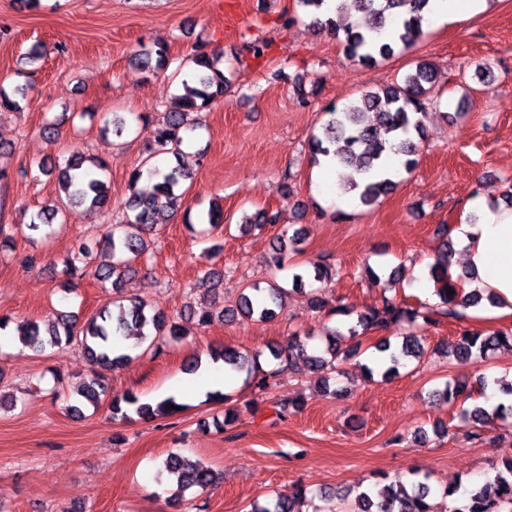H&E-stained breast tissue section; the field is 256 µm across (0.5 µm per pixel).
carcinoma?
Segmentation results:
<instances>
[{"label":"carcinoma","instance_id":"1","mask_svg":"<svg viewBox=\"0 0 512 512\" xmlns=\"http://www.w3.org/2000/svg\"><path fill=\"white\" fill-rule=\"evenodd\" d=\"M312 17L313 24L333 32L342 46L347 60L359 65H373L395 55L399 47L413 45L422 34V12L429 0H336V15L321 19L316 11L321 9L324 0H299ZM139 70H163L171 64L169 47L164 42H155L142 47L135 55ZM187 71H177L184 93L177 97V108L166 113L163 123L157 128L154 143L147 146L143 163L130 175V196L126 201L124 219L116 224H107L102 232V249L110 263L105 269H97L96 276L102 281H112V288L121 293L129 277L137 269L132 262L140 258L148 248L147 235L152 231L156 218L165 209L176 211L185 201V182L191 179L180 160V147L184 135L195 131V124L188 120L192 113L206 110L212 102L224 96V90L231 87L232 78L224 72L223 55L211 50L206 42L195 45L186 59ZM436 69L433 63L422 60L400 80L375 91H365L359 98L339 108L332 106L325 112L326 119L319 133L313 135L308 150L314 156H332L338 167L352 168L349 178L342 180L343 193L350 195L363 206H373L380 198L396 186L390 177L378 175L384 160L391 154L403 158L402 167L408 174L418 166L419 140L424 137L423 117L426 116V85L434 82ZM126 130V122L121 117L103 121L100 134L103 139L109 136L121 137ZM171 154L176 165L160 170L150 163L153 158ZM107 172L105 160L95 154L73 153L57 169L59 197L53 205H45L29 214L23 224H0V251L12 248L14 236L22 234L28 239L46 232L58 216L70 206L82 207L87 214L98 213L110 202L109 184L104 179ZM156 180L150 192L136 191L135 187L143 176ZM220 204L213 203L208 209L197 214V223L216 228L221 223ZM279 213L260 209L245 218L244 230L278 228L276 240L279 245L273 249L271 260L281 266L288 255L304 252L306 234L296 229L278 227ZM437 234L445 238L442 251L430 265V275L435 281L445 283L438 294L445 299L448 309L444 316L462 321L465 310L478 303L477 296L468 292L456 294L464 286L466 276H454L450 272L452 245L448 238V227L441 226ZM93 259V248L86 242L76 244L64 260V272L71 273L87 268ZM332 276L331 269L324 263L314 262L311 268L294 274L299 281L312 279L321 281ZM454 294L447 295V290ZM255 294L241 293L236 304L215 315L203 310L198 322L204 326L216 316L239 319L271 318L276 308L282 306L287 289L272 283L265 288L252 287ZM332 313L356 320L349 324L347 333L360 336L371 330L386 331L397 324L407 327L408 333L391 350L390 340L383 339L377 345L383 368L382 377L391 378L399 373V368L411 359L419 358L423 352L421 337L417 331L438 322L437 312L425 305H412L393 297L381 296L365 310L354 313L344 304L332 309ZM22 341L36 352L47 348L66 349L78 345L89 357L106 370L121 367L130 360V355L113 348L112 340L117 336L125 339L133 336L148 348L158 350L164 339H176L182 335L175 322L164 313L148 309L140 297L122 296L116 309L101 311L78 324L77 317L69 312L59 314L57 322L46 329L30 322L22 326ZM309 335L293 333L287 346L273 351L275 359L288 358V365L295 358H307L308 368L313 373H322L341 356L339 349H328L329 357L307 355ZM512 348V330L484 333L466 327L458 332L451 355L459 364H468L500 347ZM213 361H223L224 366L236 373L246 374L251 381L254 394L268 393L276 371H266L259 363V356L248 357L231 348L215 349L211 353ZM449 405L458 408L457 417L466 424V438L485 440L486 426L490 419H504L512 415V406L501 404L487 410L477 403L473 408L465 407L472 399L473 389L467 383H445L441 391ZM80 396L93 406L107 401L112 419L128 421L134 417L149 421L169 415L182 409L175 398L167 397L152 405L140 400L129 390L121 395L112 394L109 383L103 376L88 380L80 391ZM166 471L177 476V491L185 492L192 488L202 490L214 483L212 468L199 460L171 453L165 459ZM457 487L449 486L443 495L450 498L452 505L448 512H505L512 508V460L504 463L496 471L493 479L484 484L473 485L461 502L454 499ZM430 487L421 480L406 485L402 478L384 485L380 489L363 491L358 495L354 512H431L427 502ZM306 489L300 487L292 497L277 498L264 506L252 503L250 512H300L299 502L305 500Z\"/></svg>","mask_w":512,"mask_h":512}]
</instances>
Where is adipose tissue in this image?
I'll return each instance as SVG.
<instances>
[{"mask_svg":"<svg viewBox=\"0 0 512 512\" xmlns=\"http://www.w3.org/2000/svg\"><path fill=\"white\" fill-rule=\"evenodd\" d=\"M466 206L479 219L455 225L453 235L477 274L472 287L495 300L494 315L512 316V209L490 206L480 196Z\"/></svg>","mask_w":512,"mask_h":512,"instance_id":"ef3b65f1","label":"adipose tissue"}]
</instances>
